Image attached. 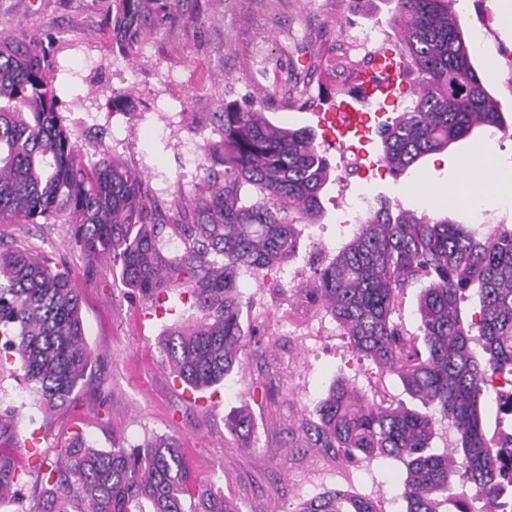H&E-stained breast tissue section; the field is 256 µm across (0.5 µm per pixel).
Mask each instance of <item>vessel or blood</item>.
<instances>
[{"label":"vessel or blood","mask_w":512,"mask_h":512,"mask_svg":"<svg viewBox=\"0 0 512 512\" xmlns=\"http://www.w3.org/2000/svg\"><path fill=\"white\" fill-rule=\"evenodd\" d=\"M407 63L389 46H381L374 52L373 63L357 73V94L336 102L323 116L324 122L334 123L337 132H344L362 117L365 107L373 104H388L397 94L405 90Z\"/></svg>","instance_id":"obj_1"}]
</instances>
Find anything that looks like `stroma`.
I'll use <instances>...</instances> for the list:
<instances>
[{"instance_id": "35a3bbf8", "label": "stroma", "mask_w": 512, "mask_h": 512, "mask_svg": "<svg viewBox=\"0 0 512 512\" xmlns=\"http://www.w3.org/2000/svg\"><path fill=\"white\" fill-rule=\"evenodd\" d=\"M143 33L130 54H123L106 23L110 0H0V22L18 38H45L54 69L58 110L64 124L87 153L113 148L116 158L140 170L152 195L171 200L176 190L197 192L200 178L183 179L185 146L215 139L211 115L225 103L265 112L282 127L317 126L318 114L351 90L327 67L333 52L347 49V35L372 26L389 40L395 0H139ZM452 0L466 35L486 31L483 54L472 62L481 82L512 128V68L500 52L512 50V20L497 0ZM170 103L183 116L165 127L157 107ZM487 134L469 138L424 158L400 177L376 180L375 197L401 209L422 212L421 193L431 194L433 215L446 216L489 231L512 224V215L486 198L482 220L449 203V179L458 178L465 158L477 155ZM320 148L331 165L324 189V215L305 225L299 252L307 254L316 235L334 233L343 219L344 194L334 143ZM0 238L15 239L33 252L61 262L81 295V314L95 364L85 386L63 409L46 413L15 360L0 379V411L20 422L19 448L13 456L22 470L19 487L31 506L40 477L60 444L83 433L98 448L113 438L141 443L147 436H175L188 465L200 479L235 498L241 512H285L294 503L329 490L381 500L385 512H403V465L375 459L342 464L331 450L314 447L309 429L317 405L334 381L369 393L374 365L352 354L335 321L295 291L258 287L239 281L244 305L241 320L259 340L222 384L190 391L171 375L160 340L173 324H191L197 312L177 304L165 313L127 294L105 264L91 265L76 248L67 224H5ZM307 314L319 336L282 335V324ZM248 405L254 424L249 439H239L225 419Z\"/></svg>"}]
</instances>
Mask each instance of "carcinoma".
<instances>
[{"label": "carcinoma", "instance_id": "obj_1", "mask_svg": "<svg viewBox=\"0 0 512 512\" xmlns=\"http://www.w3.org/2000/svg\"><path fill=\"white\" fill-rule=\"evenodd\" d=\"M113 32L134 33L140 12L113 0ZM391 25L419 92L377 129L379 162L398 177L422 158L462 141L502 116L484 88L448 0H396ZM341 75L361 64L330 60ZM47 51L0 32V224H69L90 264L119 270L120 283L144 301L189 296L198 312L190 326L161 340L175 377L202 390L224 381L251 344L241 323L238 278L258 276L292 260L298 225L323 215L321 194L330 164L308 127L286 128L263 113L233 104L213 113L220 140L203 146L223 169H204L198 194L177 190L156 200L140 171L108 149L89 159L63 124ZM178 242L170 252L167 245ZM425 283L420 324L400 317L405 290ZM479 310L465 316L467 292ZM320 304L343 330L352 353L371 361L379 381L399 378L426 411L405 407L376 386L366 398L336 382L317 409L315 446L336 460L386 457L406 469L405 512H496L512 496V435H488L482 399L500 395L495 381L512 380V227L481 234L448 217H430L382 200L351 239L313 267L296 289ZM478 333L483 356L471 347ZM0 367L18 358L46 411L69 400L87 378L95 354L84 331L79 293L66 270L22 245L0 240ZM460 435L461 455L432 446L437 425ZM248 436L247 410L227 422ZM18 422L0 415V446L15 441ZM461 491L448 493L450 477ZM21 475L0 452V508L14 502ZM42 493L19 512H239L224 492L203 483L184 460L178 440L157 437L139 446L96 448L75 435L42 476ZM454 509H449V506ZM291 512H383L381 502L330 491Z\"/></svg>", "mask_w": 512, "mask_h": 512}]
</instances>
